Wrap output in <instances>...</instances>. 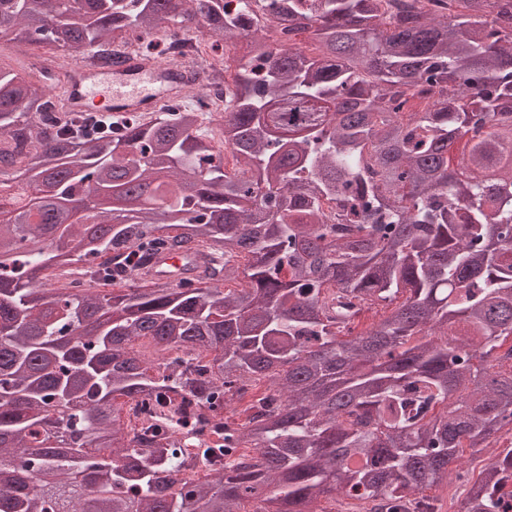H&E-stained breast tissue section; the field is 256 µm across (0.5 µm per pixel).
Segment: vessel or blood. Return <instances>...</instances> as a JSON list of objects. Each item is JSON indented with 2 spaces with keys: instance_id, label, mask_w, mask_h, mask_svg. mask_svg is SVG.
Returning a JSON list of instances; mask_svg holds the SVG:
<instances>
[{
  "instance_id": "b4317fda",
  "label": "vessel or blood",
  "mask_w": 512,
  "mask_h": 512,
  "mask_svg": "<svg viewBox=\"0 0 512 512\" xmlns=\"http://www.w3.org/2000/svg\"><path fill=\"white\" fill-rule=\"evenodd\" d=\"M122 79L112 77L108 67L74 68L63 80L62 105L68 112H84L91 104L106 103L116 115L150 114L164 100L181 92L188 75L167 69L138 55H130L121 65ZM200 260L183 253H163L153 257L149 278L179 284L199 271Z\"/></svg>"
}]
</instances>
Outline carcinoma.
<instances>
[{
	"label": "carcinoma",
	"mask_w": 512,
	"mask_h": 512,
	"mask_svg": "<svg viewBox=\"0 0 512 512\" xmlns=\"http://www.w3.org/2000/svg\"><path fill=\"white\" fill-rule=\"evenodd\" d=\"M200 14L246 41L210 112L57 114L38 76L0 67V185L61 200L93 178L124 201L0 223V512H319L336 494L441 512L424 492L460 451L512 433V370L494 368L512 337V0H0V49L110 63ZM282 25L313 51L266 30ZM414 90L430 101L404 123ZM161 246L203 250L202 272L139 276ZM71 263L111 289L46 287ZM143 338L211 359L154 365ZM263 381L245 422L224 415ZM146 400L154 441L123 415ZM188 404L224 421V469L202 479ZM509 486L512 442L459 512H512Z\"/></svg>",
	"instance_id": "carcinoma-1"
}]
</instances>
